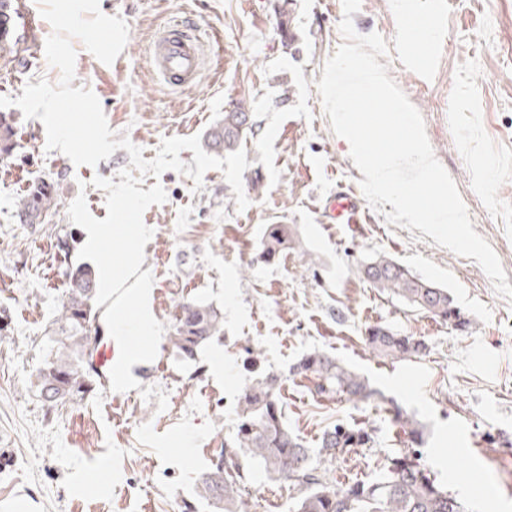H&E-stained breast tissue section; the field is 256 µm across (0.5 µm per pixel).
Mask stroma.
<instances>
[{
	"instance_id": "35a3bbf8",
	"label": "stroma",
	"mask_w": 512,
	"mask_h": 512,
	"mask_svg": "<svg viewBox=\"0 0 512 512\" xmlns=\"http://www.w3.org/2000/svg\"><path fill=\"white\" fill-rule=\"evenodd\" d=\"M277 2L99 0L103 13L127 23L124 50L108 66L72 42L75 86L96 94L110 129L141 147L144 159L155 158L164 138L207 134L232 100L250 105L244 175H261L265 190L249 194L245 210L217 169L198 191L171 170L142 179L143 188L158 183L167 195L143 214L153 231L142 264L154 278L152 314L168 326L178 301L201 300L223 312L224 333L193 361L160 342L154 361L131 369L139 388L111 392L109 376L90 363L83 398L51 406L38 395L35 374L55 344L63 292L57 242L68 237L75 253L84 244L67 209L82 194L90 213L105 218L107 193L91 181L116 177L130 157L119 149L97 167L74 165L47 150L39 120L10 107L18 145L0 155V312L8 321L0 343V512H180L235 433L241 389L272 374L285 420L306 447H318L339 419L371 430V446L341 456L331 478L351 485L384 473L397 405L424 426L423 464L470 512H512V300L495 292L474 259L387 223L363 203V175L317 89L344 41L342 0H291L288 46L276 29ZM399 2L361 0L354 27L386 41L382 64L420 112L474 230L512 284V0H410L405 10ZM411 16L429 24L426 50L403 24ZM175 22L204 43L200 74L185 88L159 81L148 61ZM42 79L58 83L60 72L29 42L15 60L0 58V96L18 98ZM38 182L54 185L57 208L43 223H19L16 203ZM339 191L361 200V223H332L326 206ZM269 224L293 226L296 242L265 265L255 256ZM378 256L447 288L469 330L372 287L360 266ZM378 325L423 339L425 354L377 356L364 336ZM314 351L368 378L375 399L355 406L317 396L291 371ZM243 470L252 512H290L297 489L258 463Z\"/></svg>"
}]
</instances>
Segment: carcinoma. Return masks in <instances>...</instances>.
I'll list each match as a JSON object with an SVG mask.
<instances>
[{
	"label": "carcinoma",
	"mask_w": 512,
	"mask_h": 512,
	"mask_svg": "<svg viewBox=\"0 0 512 512\" xmlns=\"http://www.w3.org/2000/svg\"><path fill=\"white\" fill-rule=\"evenodd\" d=\"M287 5L288 0H281L278 6V29L288 46L292 37ZM250 119L246 98L231 101L224 110V121L206 135L205 148L216 153L236 151L252 130ZM15 137V122L0 114L1 155L10 153ZM56 206L53 187L41 182L19 198L16 217L24 224H39ZM294 242L295 231L290 225L268 224L258 244V258L270 263ZM361 274L373 287L402 299L413 310L449 322L460 331L469 328L448 289L414 275L401 263L379 257L364 263ZM64 277V294L54 321L61 348L48 352L35 375L40 397L55 404L74 401L86 391L85 364L98 287L96 272L88 265H69ZM222 335L224 314L220 309L195 299L176 304L168 341L177 356L193 359L201 346ZM366 343L380 357L401 360L416 358L427 348L424 340L383 326L369 328ZM292 371L308 377L318 395L336 396L354 405L378 395L367 378L327 353L304 356ZM394 424L403 447L394 451L383 475L371 482L337 488L327 481L325 465L354 448L368 446L372 433L338 420L323 432L317 452H312L285 423L278 379L269 376L240 393L235 438L198 477L197 497L215 512H251L240 473V456L244 455L258 462L271 477L299 487L300 495L291 512H467L465 504L420 463L423 425L400 413Z\"/></svg>",
	"instance_id": "carcinoma-1"
}]
</instances>
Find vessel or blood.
I'll return each instance as SVG.
<instances>
[{
	"label": "vessel or blood",
	"instance_id": "1",
	"mask_svg": "<svg viewBox=\"0 0 512 512\" xmlns=\"http://www.w3.org/2000/svg\"><path fill=\"white\" fill-rule=\"evenodd\" d=\"M38 29L34 18L24 17L20 0H0V46H13L23 33L30 40H37ZM202 49L199 36L189 33L184 25L168 26L158 37L153 50L158 77L178 86L193 82L201 68ZM331 209L338 223H355L358 205L351 197L337 195Z\"/></svg>",
	"mask_w": 512,
	"mask_h": 512
}]
</instances>
